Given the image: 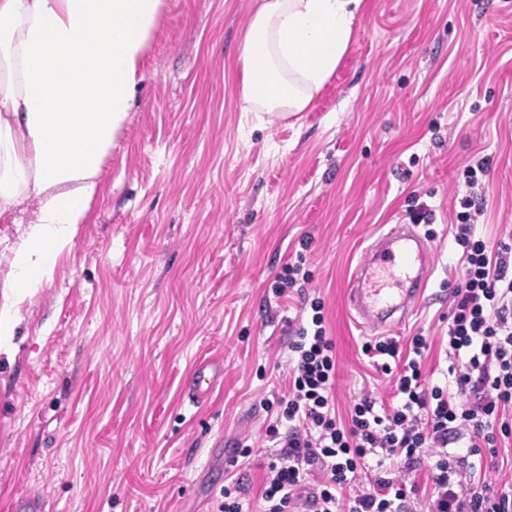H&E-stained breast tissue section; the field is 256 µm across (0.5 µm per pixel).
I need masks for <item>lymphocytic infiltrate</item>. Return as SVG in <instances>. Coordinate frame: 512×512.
<instances>
[{
    "instance_id": "obj_1",
    "label": "lymphocytic infiltrate",
    "mask_w": 512,
    "mask_h": 512,
    "mask_svg": "<svg viewBox=\"0 0 512 512\" xmlns=\"http://www.w3.org/2000/svg\"><path fill=\"white\" fill-rule=\"evenodd\" d=\"M484 164L464 172L455 241L462 249L448 318L450 380L430 384L422 336L408 346L386 338L362 345L391 378V402L369 395L348 418L336 412V352L324 304L310 303L307 322L288 346V393L265 401L268 439H282L267 464L263 512H512V486L471 477L472 457L499 458L512 448V245H490L476 232L485 189ZM384 474L344 497L369 465ZM427 469L429 492L408 483Z\"/></svg>"
}]
</instances>
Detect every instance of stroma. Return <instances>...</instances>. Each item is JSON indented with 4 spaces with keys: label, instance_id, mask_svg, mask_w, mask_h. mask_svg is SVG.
<instances>
[{
    "label": "stroma",
    "instance_id": "35a3bbf8",
    "mask_svg": "<svg viewBox=\"0 0 512 512\" xmlns=\"http://www.w3.org/2000/svg\"><path fill=\"white\" fill-rule=\"evenodd\" d=\"M257 4L168 0L87 222L0 355V512H219L234 478L258 512L262 402L285 386L301 303L273 295L276 274L305 251L339 413L389 401L346 289L412 207L431 213L418 230L436 266L396 335L426 337L443 383L468 166L489 165L480 234L512 245V0H365L335 75L286 119L241 109ZM33 219L25 205L0 220V281ZM204 357L223 359L224 382L194 405L183 381Z\"/></svg>",
    "mask_w": 512,
    "mask_h": 512
}]
</instances>
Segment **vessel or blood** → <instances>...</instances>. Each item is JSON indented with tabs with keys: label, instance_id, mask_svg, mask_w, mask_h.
<instances>
[{
	"label": "vessel or blood",
	"instance_id": "b4317fda",
	"mask_svg": "<svg viewBox=\"0 0 512 512\" xmlns=\"http://www.w3.org/2000/svg\"><path fill=\"white\" fill-rule=\"evenodd\" d=\"M435 261L427 241L408 225L395 224L371 242L350 279L347 299L361 328L388 333L416 310L433 275ZM224 372L222 362L196 363L189 380L191 402L204 401Z\"/></svg>",
	"mask_w": 512,
	"mask_h": 512
}]
</instances>
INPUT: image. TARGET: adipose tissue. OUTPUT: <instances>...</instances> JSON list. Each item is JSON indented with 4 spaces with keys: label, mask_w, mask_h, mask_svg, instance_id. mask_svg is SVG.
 I'll return each instance as SVG.
<instances>
[{
    "label": "adipose tissue",
    "mask_w": 512,
    "mask_h": 512,
    "mask_svg": "<svg viewBox=\"0 0 512 512\" xmlns=\"http://www.w3.org/2000/svg\"><path fill=\"white\" fill-rule=\"evenodd\" d=\"M363 0H262L239 59L242 109L306 111L348 52ZM166 0H0V218L35 219L4 282L35 295L86 223L134 111Z\"/></svg>",
    "instance_id": "adipose-tissue-1"
}]
</instances>
